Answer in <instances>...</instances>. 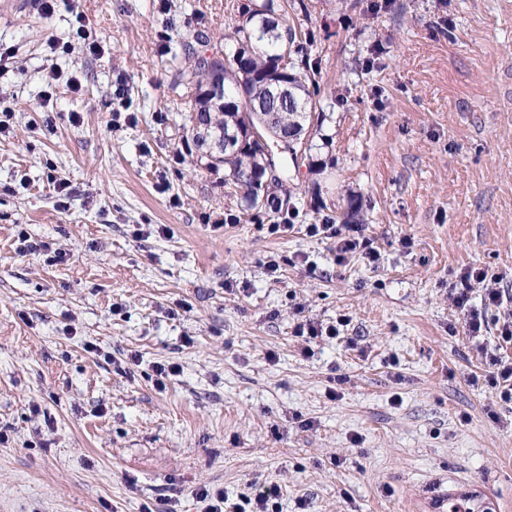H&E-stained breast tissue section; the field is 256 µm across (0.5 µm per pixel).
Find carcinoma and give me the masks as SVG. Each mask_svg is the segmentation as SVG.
<instances>
[{
	"mask_svg": "<svg viewBox=\"0 0 512 512\" xmlns=\"http://www.w3.org/2000/svg\"><path fill=\"white\" fill-rule=\"evenodd\" d=\"M231 38L233 49L228 53L211 46L201 34L181 42L182 51L193 58V67L187 73L177 72L175 79L186 89L193 108L189 131L196 132L195 146L203 148L213 135L224 137V130L245 121L246 112H274L278 114L274 133L300 138L306 115L316 111L319 94L309 65L310 34L276 12L274 0H263L243 14ZM285 51L289 62L282 69L278 59ZM268 148L267 142L250 136L232 153L213 152L197 162L211 173L227 170L226 193L239 199L247 213L255 208L261 188L254 171L263 164Z\"/></svg>",
	"mask_w": 512,
	"mask_h": 512,
	"instance_id": "1",
	"label": "carcinoma"
}]
</instances>
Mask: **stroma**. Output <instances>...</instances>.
<instances>
[{
	"label": "stroma",
	"instance_id": "35a3bbf8",
	"mask_svg": "<svg viewBox=\"0 0 512 512\" xmlns=\"http://www.w3.org/2000/svg\"><path fill=\"white\" fill-rule=\"evenodd\" d=\"M22 2L0 17V512H207L201 487L269 481L282 512L461 490L512 512V403L473 383L480 346L512 361V0H291L326 119L297 213L246 219L173 85L184 37L222 42L245 0ZM354 199L373 264L305 231ZM469 267L503 294L478 336ZM309 318L339 337L297 336ZM487 278V272L481 268L470 267L466 269L461 275V281L466 285V288L460 289L456 292L455 303L461 311H464L466 322L472 335L478 336L486 325L485 312L481 309L472 307L469 304L468 286L471 281H483Z\"/></svg>",
	"mask_w": 512,
	"mask_h": 512
}]
</instances>
